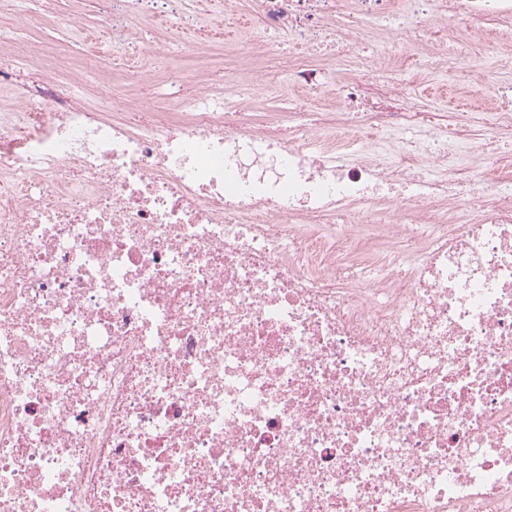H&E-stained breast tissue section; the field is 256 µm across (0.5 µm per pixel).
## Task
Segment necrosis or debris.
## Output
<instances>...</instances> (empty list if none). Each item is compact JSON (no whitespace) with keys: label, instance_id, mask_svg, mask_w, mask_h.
Masks as SVG:
<instances>
[{"label":"necrosis or debris","instance_id":"4bbe7bcc","mask_svg":"<svg viewBox=\"0 0 512 512\" xmlns=\"http://www.w3.org/2000/svg\"><path fill=\"white\" fill-rule=\"evenodd\" d=\"M158 2L112 0L104 33L148 12L194 54ZM438 8L420 68L512 59L511 28L470 32L512 0L207 3L257 54L291 36L293 85L330 95L320 44ZM84 64L126 81L0 69V512H512V158L459 130L365 145L417 114L354 79L348 111L274 123L209 86L144 104L186 72L97 38ZM362 219L392 244L354 267Z\"/></svg>","mask_w":512,"mask_h":512}]
</instances>
